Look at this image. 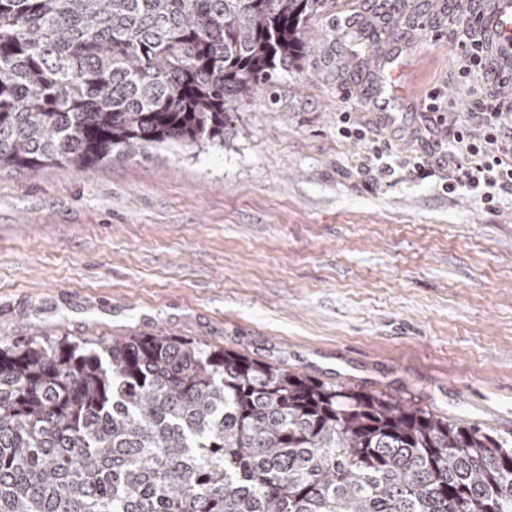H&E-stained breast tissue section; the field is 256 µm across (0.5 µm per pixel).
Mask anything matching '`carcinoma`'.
Segmentation results:
<instances>
[{
  "label": "carcinoma",
  "mask_w": 512,
  "mask_h": 512,
  "mask_svg": "<svg viewBox=\"0 0 512 512\" xmlns=\"http://www.w3.org/2000/svg\"><path fill=\"white\" fill-rule=\"evenodd\" d=\"M329 0H0V171L226 147ZM0 512H512V442L176 336L0 341Z\"/></svg>",
  "instance_id": "1"
}]
</instances>
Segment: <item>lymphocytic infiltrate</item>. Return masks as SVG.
<instances>
[{"mask_svg": "<svg viewBox=\"0 0 512 512\" xmlns=\"http://www.w3.org/2000/svg\"><path fill=\"white\" fill-rule=\"evenodd\" d=\"M462 51L458 69L481 111L470 122L449 115L450 140L438 167L448 170L441 188L448 194L465 189L485 206H493L503 195H512V113L492 106L484 91L493 73L473 26L449 22Z\"/></svg>", "mask_w": 512, "mask_h": 512, "instance_id": "lymphocytic-infiltrate-1", "label": "lymphocytic infiltrate"}]
</instances>
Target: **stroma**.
<instances>
[{"label":"stroma","instance_id":"obj_1","mask_svg":"<svg viewBox=\"0 0 512 512\" xmlns=\"http://www.w3.org/2000/svg\"><path fill=\"white\" fill-rule=\"evenodd\" d=\"M401 2L395 125L367 99L386 0H332L300 70L238 101L229 147L0 173V340H200L512 440V197L410 176L448 145L432 112L472 106L433 0Z\"/></svg>","mask_w":512,"mask_h":512}]
</instances>
